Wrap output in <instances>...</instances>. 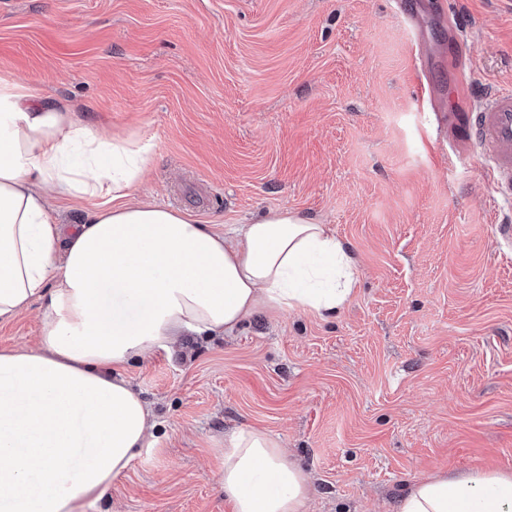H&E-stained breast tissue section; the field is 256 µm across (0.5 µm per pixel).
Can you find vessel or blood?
I'll use <instances>...</instances> for the list:
<instances>
[{"label":"vessel or blood","instance_id":"vessel-or-blood-1","mask_svg":"<svg viewBox=\"0 0 512 512\" xmlns=\"http://www.w3.org/2000/svg\"><path fill=\"white\" fill-rule=\"evenodd\" d=\"M462 141L468 151L484 154L492 189L512 198V89L485 96L481 107L464 118Z\"/></svg>","mask_w":512,"mask_h":512}]
</instances>
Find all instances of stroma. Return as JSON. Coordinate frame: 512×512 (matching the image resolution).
<instances>
[{"label":"stroma","instance_id":"stroma-1","mask_svg":"<svg viewBox=\"0 0 512 512\" xmlns=\"http://www.w3.org/2000/svg\"><path fill=\"white\" fill-rule=\"evenodd\" d=\"M457 54L471 108L512 87V0H0V76L151 144L133 200L217 232L294 210L356 264L334 318L260 310L122 368L156 428L92 512H231L240 429L307 473L305 512H397L413 479L512 471V201L448 161Z\"/></svg>","mask_w":512,"mask_h":512}]
</instances>
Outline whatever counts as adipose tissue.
Segmentation results:
<instances>
[{"label": "adipose tissue", "mask_w": 512, "mask_h": 512, "mask_svg": "<svg viewBox=\"0 0 512 512\" xmlns=\"http://www.w3.org/2000/svg\"><path fill=\"white\" fill-rule=\"evenodd\" d=\"M150 153L0 77V322L41 305L37 347L0 351V512H89L126 473L153 419L120 374L127 363L186 333L232 335L261 309L328 319L354 291L330 225L281 210L217 233L129 203ZM49 186L108 202L63 224ZM221 481L232 512H303L311 492L257 430L225 444ZM397 512H512V472L415 480Z\"/></svg>", "instance_id": "adipose-tissue-1"}]
</instances>
